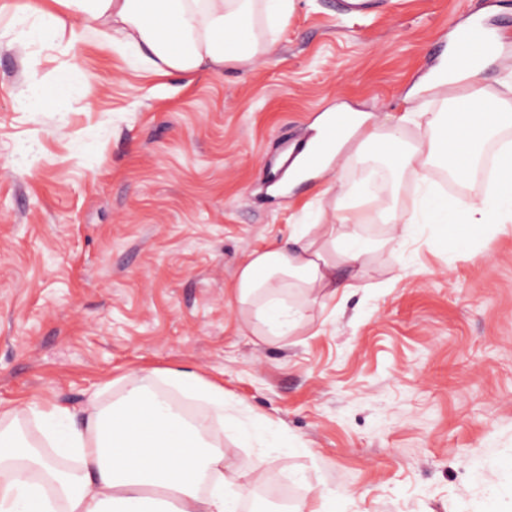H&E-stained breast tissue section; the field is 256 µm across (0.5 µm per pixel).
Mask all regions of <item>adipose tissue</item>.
Segmentation results:
<instances>
[{
    "label": "adipose tissue",
    "instance_id": "ef3b65f1",
    "mask_svg": "<svg viewBox=\"0 0 512 512\" xmlns=\"http://www.w3.org/2000/svg\"><path fill=\"white\" fill-rule=\"evenodd\" d=\"M56 9L30 15L17 6L11 23L20 45L94 32L103 42L133 49L142 64L187 77L222 72L232 63L269 55L295 0H55ZM238 35L234 48L225 32ZM485 62L459 72L452 61L436 68V89L464 84L462 112H404L381 126L361 112L335 140L345 162L381 161L394 178L442 162L455 179L473 173L471 161L484 143L512 127V100L492 95L482 82ZM426 129L415 141L407 126ZM334 221L291 225L287 240L251 252L234 287L245 307L242 324L261 340H287L324 298L343 289V272L387 247L421 234L445 237L452 224L512 223V142H502L485 194L458 204L423 192L412 210L397 216L390 207L364 210L346 186L338 188ZM368 223L388 225L387 237H365ZM300 289L289 302L288 289ZM102 390L79 410L57 404L0 405V512H237L249 491L240 472L224 458V390L190 369L150 370L136 375L115 401ZM209 410L189 415L183 399ZM34 425L39 439L23 433Z\"/></svg>",
    "mask_w": 512,
    "mask_h": 512
}]
</instances>
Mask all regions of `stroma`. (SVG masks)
I'll list each match as a JSON object with an SVG mask.
<instances>
[{
    "mask_svg": "<svg viewBox=\"0 0 512 512\" xmlns=\"http://www.w3.org/2000/svg\"><path fill=\"white\" fill-rule=\"evenodd\" d=\"M20 2L0 0V402L76 408L189 368L246 410L224 423L243 512H277L282 488L322 512H512V224L371 255L283 342L242 330L231 292L249 253L332 221L328 174L268 188L325 111L441 110L445 90H411L484 12L508 38L484 84L506 94L512 0H296L269 56L191 80L90 32L17 49ZM63 74L68 98L19 110L29 77Z\"/></svg>",
    "mask_w": 512,
    "mask_h": 512,
    "instance_id": "1",
    "label": "stroma"
}]
</instances>
